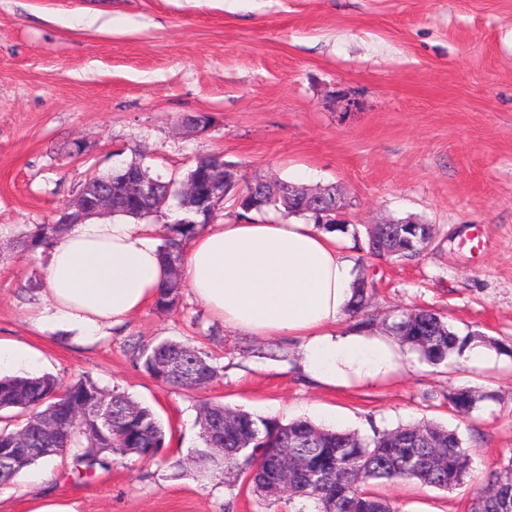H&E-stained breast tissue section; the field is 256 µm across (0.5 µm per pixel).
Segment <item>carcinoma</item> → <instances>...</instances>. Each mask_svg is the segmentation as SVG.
I'll return each instance as SVG.
<instances>
[{
  "label": "carcinoma",
  "mask_w": 512,
  "mask_h": 512,
  "mask_svg": "<svg viewBox=\"0 0 512 512\" xmlns=\"http://www.w3.org/2000/svg\"><path fill=\"white\" fill-rule=\"evenodd\" d=\"M237 215L257 211L287 212V207L269 196L247 187L241 194L229 192ZM64 224H35L23 247L35 252L48 249L61 238ZM410 225L395 224L401 231L387 239L383 246L374 245L371 226L365 227L366 254L374 257L411 259L420 250L405 242ZM200 229L198 224H165L158 250L163 261L173 252H183V245ZM365 276L353 285L349 313L363 309L369 288L361 287ZM183 282L170 278L160 289L154 306L159 311L177 307ZM392 330L402 344L418 351L427 362L439 365L453 354L462 352L476 339L473 334L459 335L444 318L426 309L402 314ZM136 365L158 382L186 389L201 387V382L218 377L217 367L210 364L197 349L186 342L163 340L154 345H138L133 349ZM179 360L195 374L192 380L174 381L165 377L159 363ZM101 403L124 410L128 418H115L104 428L88 418H76L73 408H92ZM220 403L200 405L199 454L210 458L217 471L211 476H224L227 471L253 470L252 485L260 493L267 484L273 462L272 449L288 442L301 454L299 473L288 487V502L298 501L296 512H397L390 501L366 489L373 481H418L443 490H453L464 483L468 474L469 450L454 429L430 422L398 426L376 432L370 437L355 432L326 429L306 420L287 424L271 417L257 416L244 410H233V421L224 425ZM0 448H61L72 455L77 465L87 472L107 467L106 454L128 455L140 448L138 456L151 457L147 448L159 449L165 444V431L155 411L123 393L106 391L88 378L69 383L52 375L37 377H0ZM324 474L322 482H310L302 474L304 468ZM483 512H512V456L504 460L488 477L484 493L478 496Z\"/></svg>",
  "instance_id": "carcinoma-1"
}]
</instances>
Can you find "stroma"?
I'll return each instance as SVG.
<instances>
[{
  "label": "stroma",
  "mask_w": 512,
  "mask_h": 512,
  "mask_svg": "<svg viewBox=\"0 0 512 512\" xmlns=\"http://www.w3.org/2000/svg\"><path fill=\"white\" fill-rule=\"evenodd\" d=\"M202 114L206 131L187 127ZM203 155L246 182L336 185L359 227L434 225L403 261L363 258L346 239L355 274L375 282L365 316L381 328L434 310L493 340V359L434 366L407 349L380 385L315 389L292 340L225 332L187 292L89 345L30 326L47 256L17 243L33 225L54 222L95 173L140 158L167 180ZM0 338L40 351L37 374L86 376L151 407L166 433L156 457L115 456L90 474L69 457L35 464L0 488V512H29L40 494L76 512H268L245 475L200 477L204 401L364 436L422 420L457 430L462 485L371 490L397 512H469L512 453V0H0ZM162 339L206 354L218 378L155 381L130 349ZM462 389L480 397L467 413L449 400Z\"/></svg>",
  "instance_id": "obj_1"
}]
</instances>
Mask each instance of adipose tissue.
<instances>
[{
  "instance_id": "adipose-tissue-1",
  "label": "adipose tissue",
  "mask_w": 512,
  "mask_h": 512,
  "mask_svg": "<svg viewBox=\"0 0 512 512\" xmlns=\"http://www.w3.org/2000/svg\"><path fill=\"white\" fill-rule=\"evenodd\" d=\"M156 224L87 220L50 250L48 306L36 328L53 322L91 341L127 324L153 303L169 277ZM193 298L225 329L299 340V370L323 389L368 388L397 369L393 335L345 329L352 263L337 235L318 225L232 217L209 224L186 245L181 271Z\"/></svg>"
}]
</instances>
